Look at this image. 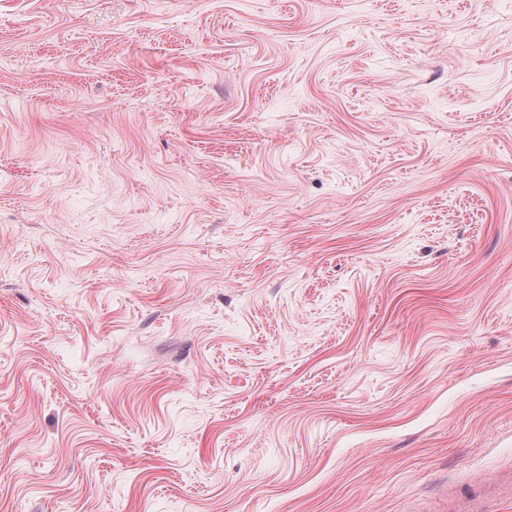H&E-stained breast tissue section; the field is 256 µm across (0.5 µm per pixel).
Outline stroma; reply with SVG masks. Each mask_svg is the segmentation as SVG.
I'll list each match as a JSON object with an SVG mask.
<instances>
[{"instance_id": "35a3bbf8", "label": "stroma", "mask_w": 512, "mask_h": 512, "mask_svg": "<svg viewBox=\"0 0 512 512\" xmlns=\"http://www.w3.org/2000/svg\"><path fill=\"white\" fill-rule=\"evenodd\" d=\"M505 468L512 0H0V512Z\"/></svg>"}]
</instances>
